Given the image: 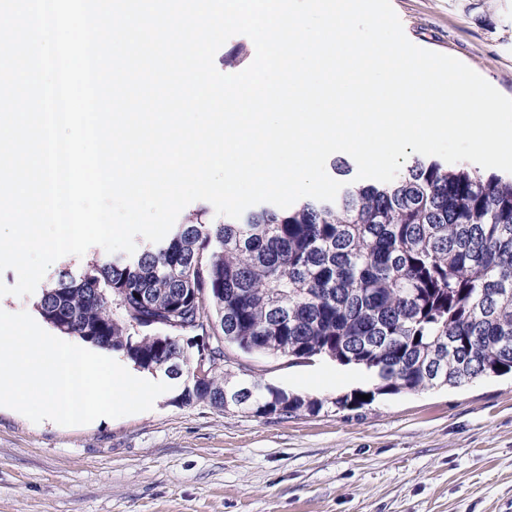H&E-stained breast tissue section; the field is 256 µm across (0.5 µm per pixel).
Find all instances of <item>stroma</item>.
Wrapping results in <instances>:
<instances>
[{
    "instance_id": "1",
    "label": "stroma",
    "mask_w": 512,
    "mask_h": 512,
    "mask_svg": "<svg viewBox=\"0 0 512 512\" xmlns=\"http://www.w3.org/2000/svg\"><path fill=\"white\" fill-rule=\"evenodd\" d=\"M406 37L453 56L512 98V0H391ZM237 379L323 401L262 418L182 405L168 382L151 410L82 426L0 407V512H512V376L379 395L326 357L225 349Z\"/></svg>"
}]
</instances>
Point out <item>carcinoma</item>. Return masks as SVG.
<instances>
[{
	"instance_id": "carcinoma-1",
	"label": "carcinoma",
	"mask_w": 512,
	"mask_h": 512,
	"mask_svg": "<svg viewBox=\"0 0 512 512\" xmlns=\"http://www.w3.org/2000/svg\"><path fill=\"white\" fill-rule=\"evenodd\" d=\"M61 333L147 371L180 364L182 404L257 417L323 402L218 373L224 346L363 365L379 385L333 401L512 373V178L416 158L391 182L335 201L268 204L238 219L200 209L129 260L64 272L37 302Z\"/></svg>"
}]
</instances>
